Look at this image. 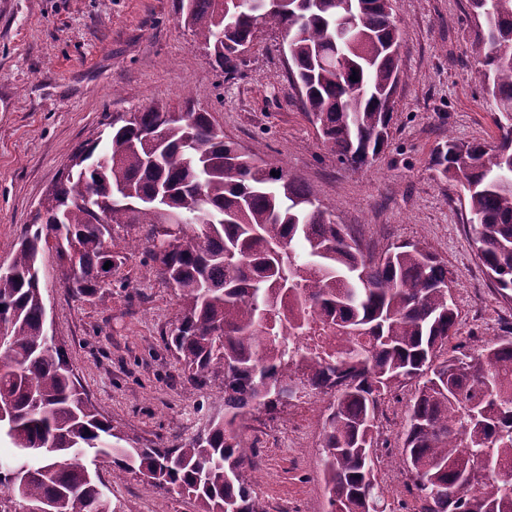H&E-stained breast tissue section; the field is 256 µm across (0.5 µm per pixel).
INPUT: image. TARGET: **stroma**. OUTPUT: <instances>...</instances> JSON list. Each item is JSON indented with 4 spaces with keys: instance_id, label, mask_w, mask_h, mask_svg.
Masks as SVG:
<instances>
[{
    "instance_id": "obj_1",
    "label": "stroma",
    "mask_w": 512,
    "mask_h": 512,
    "mask_svg": "<svg viewBox=\"0 0 512 512\" xmlns=\"http://www.w3.org/2000/svg\"><path fill=\"white\" fill-rule=\"evenodd\" d=\"M404 79L395 94L388 147L349 170L304 116L286 77L282 35L264 30L235 79H225L179 21L178 0H0V262L9 263L39 202L112 118L155 106L211 113L227 138L271 164H285L374 252L404 241L428 246L454 283L459 333L449 351L472 352L512 337L503 299L476 256L462 186L440 173L448 138L495 143L492 98L474 81L483 45L466 0H394ZM47 323L64 344L88 398L138 445L164 447L221 413L222 381L185 391L164 336L178 300L144 250L129 253L101 299L65 288L54 252L40 264ZM414 384L380 405L374 440L386 512L422 505L401 461ZM327 398L291 402L245 422L248 477L263 512H327L319 444ZM117 512H199L194 497L161 493L145 478H112L97 466Z\"/></svg>"
}]
</instances>
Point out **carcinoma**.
I'll return each mask as SVG.
<instances>
[{
    "label": "carcinoma",
    "mask_w": 512,
    "mask_h": 512,
    "mask_svg": "<svg viewBox=\"0 0 512 512\" xmlns=\"http://www.w3.org/2000/svg\"><path fill=\"white\" fill-rule=\"evenodd\" d=\"M484 21L474 79L497 111L512 112V0H468ZM184 27L227 80L263 27L287 44L288 80L316 134L357 170L383 151L388 97L401 79L402 34L392 0H179ZM350 42L336 45L341 12ZM357 75V80L350 76ZM160 129L154 142L145 134ZM494 145L450 139L436 149L440 173L462 184L477 257L512 299V125ZM466 152L464 169L457 154ZM224 139L208 112L170 119L147 108L109 123L40 202L34 222L0 273L8 329L0 349V512L54 504L57 512H117L86 463L111 459L112 478L143 475L165 492L192 495L200 512H263L244 473L243 421L273 411L300 385L328 396L320 465L330 512H384L372 448L379 406L415 381L403 463L421 512H512V339L448 354L458 333L452 280L439 257L403 242L375 258L338 224L313 188L283 166L257 165ZM277 175H271V172ZM170 249L151 245L167 215ZM138 226L156 274L178 299L166 343L190 393L222 379L224 414L171 447L130 443L85 397L65 346L48 340L39 262L53 251L65 288L101 298L104 265L115 272L129 247L114 227ZM222 336H215L216 330ZM40 453L23 458V450Z\"/></svg>",
    "instance_id": "cac0c4a2"
}]
</instances>
